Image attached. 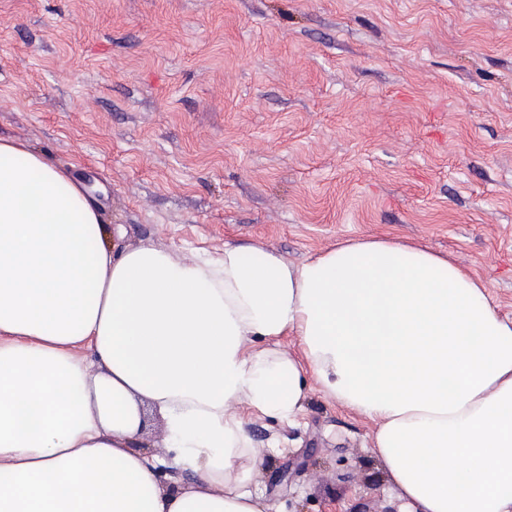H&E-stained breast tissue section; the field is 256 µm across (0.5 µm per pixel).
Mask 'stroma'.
<instances>
[{
    "instance_id": "stroma-1",
    "label": "stroma",
    "mask_w": 512,
    "mask_h": 512,
    "mask_svg": "<svg viewBox=\"0 0 512 512\" xmlns=\"http://www.w3.org/2000/svg\"><path fill=\"white\" fill-rule=\"evenodd\" d=\"M0 138L121 246L414 242L512 318V0H0ZM300 422L247 423L275 512L399 507L371 420L313 383Z\"/></svg>"
}]
</instances>
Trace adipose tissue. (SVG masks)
<instances>
[{"label": "adipose tissue", "mask_w": 512, "mask_h": 512, "mask_svg": "<svg viewBox=\"0 0 512 512\" xmlns=\"http://www.w3.org/2000/svg\"><path fill=\"white\" fill-rule=\"evenodd\" d=\"M309 376L376 424L405 512H512V318L467 269L381 239L110 246L81 182L0 139V512H270L236 408L298 426Z\"/></svg>", "instance_id": "1"}]
</instances>
